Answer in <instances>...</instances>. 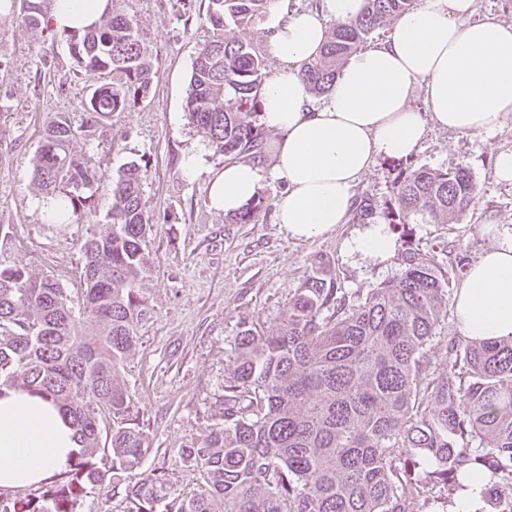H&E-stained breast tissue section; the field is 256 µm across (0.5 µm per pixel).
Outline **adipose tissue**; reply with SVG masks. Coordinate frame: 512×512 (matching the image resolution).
I'll return each mask as SVG.
<instances>
[{
	"instance_id": "1",
	"label": "adipose tissue",
	"mask_w": 512,
	"mask_h": 512,
	"mask_svg": "<svg viewBox=\"0 0 512 512\" xmlns=\"http://www.w3.org/2000/svg\"><path fill=\"white\" fill-rule=\"evenodd\" d=\"M273 0L264 26L278 65L262 88L260 119L275 136L266 146L270 169L250 161L225 164L209 185V203L230 214L255 198L264 174L283 182L276 217L288 234L306 240L347 223L355 188L378 157L409 156L428 126L470 134L494 132L512 112V24L472 20L474 0H421L395 19L378 43L352 54L324 103L301 78L318 55L328 21H354L363 0H320L286 10ZM110 0H54L51 22L83 28L110 9ZM423 94L426 112L411 106ZM492 246L467 269L454 294L463 336L512 338V225L490 224ZM396 242L372 224L344 243L347 255L387 259ZM80 443L51 402L23 391L0 397V492L37 487L65 471Z\"/></svg>"
}]
</instances>
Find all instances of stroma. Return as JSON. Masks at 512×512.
Instances as JSON below:
<instances>
[{
    "label": "stroma",
    "mask_w": 512,
    "mask_h": 512,
    "mask_svg": "<svg viewBox=\"0 0 512 512\" xmlns=\"http://www.w3.org/2000/svg\"><path fill=\"white\" fill-rule=\"evenodd\" d=\"M208 0H121L137 24L159 79L145 102L116 116L108 134L89 129L73 141V154L91 157L109 177L130 164L146 166L144 198L152 216L149 250L154 274L149 288L153 315L138 330V349L122 371L139 411L150 449L123 473L124 483L148 484L165 475L170 497L198 493V469L182 451L218 423L224 384L236 353L242 321L279 322L315 258L329 259L343 292L357 297L395 273L394 259L369 262L348 257L342 243L361 229L355 221L336 232L300 241L275 219L284 187L265 179L264 207L253 224L225 223L208 204V181L222 170L216 153L190 124L186 97L193 60L212 39ZM110 74L76 73L65 41L21 27L11 0H0V224L10 242L0 259L26 265L71 287L82 268L81 246L106 224L97 214L49 220L47 199L33 180L32 159L46 125L65 116L81 125L83 105ZM512 148V112L489 135L429 128L409 158L412 166L467 167L478 187L477 202L453 224H417L415 248L443 266L456 255L474 261L491 244L484 224L512 225V184L497 180L493 151Z\"/></svg>",
    "instance_id": "obj_1"
}]
</instances>
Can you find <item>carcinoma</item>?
Returning a JSON list of instances; mask_svg holds the SVG:
<instances>
[{"mask_svg": "<svg viewBox=\"0 0 512 512\" xmlns=\"http://www.w3.org/2000/svg\"><path fill=\"white\" fill-rule=\"evenodd\" d=\"M53 2L19 0V23L49 29ZM117 3L83 33L60 31L78 72L112 73L86 101L93 126L144 100L157 74ZM269 3L208 0L215 35L192 63L186 109L196 131L229 159L262 142L256 115L264 59L248 30ZM413 3L364 0L360 17L336 25L319 56L303 65L308 91L328 92L345 59ZM230 24L238 36L226 39ZM80 133L53 119L33 172L57 201L58 221L80 210L93 217L96 199L107 203L109 224L83 244L82 311L55 277L0 261V394L20 390L57 403L80 448L36 492H0V512H82L84 498L101 489L123 494L126 512H414L404 487L444 505L465 466L490 475L485 501L494 512H512V339L450 336L446 367L430 370L432 342L448 319V288L464 265L442 267L413 247L408 228L457 223L469 213L478 188L462 165L403 167L385 202L355 199L359 223L403 226L399 273L351 299L319 257L279 324H239L221 422L183 449L200 472V494L170 498L154 487H121L120 472L140 464L149 448L122 370L153 313L152 224L145 170L132 164L109 179L71 152ZM263 207L259 197L226 223L251 224Z\"/></svg>", "mask_w": 512, "mask_h": 512, "instance_id": "1", "label": "carcinoma"}]
</instances>
